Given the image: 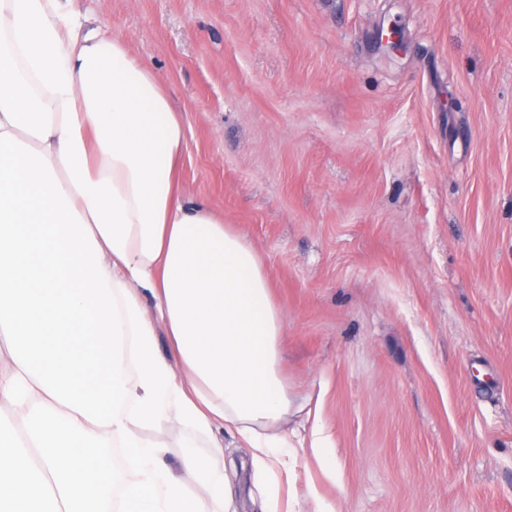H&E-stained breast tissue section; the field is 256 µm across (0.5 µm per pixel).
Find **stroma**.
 <instances>
[{"label":"stroma","instance_id":"35a3bbf8","mask_svg":"<svg viewBox=\"0 0 512 512\" xmlns=\"http://www.w3.org/2000/svg\"><path fill=\"white\" fill-rule=\"evenodd\" d=\"M260 252L346 512H512V0H70ZM395 29L399 47L378 40Z\"/></svg>","mask_w":512,"mask_h":512}]
</instances>
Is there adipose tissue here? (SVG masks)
<instances>
[{
    "mask_svg": "<svg viewBox=\"0 0 512 512\" xmlns=\"http://www.w3.org/2000/svg\"><path fill=\"white\" fill-rule=\"evenodd\" d=\"M185 147L121 36L0 0V512H230L227 433L267 478L253 512L308 454L341 485L320 423L281 428L283 314L257 250L181 187ZM172 418L174 461L143 435Z\"/></svg>",
    "mask_w": 512,
    "mask_h": 512,
    "instance_id": "1",
    "label": "adipose tissue"
}]
</instances>
